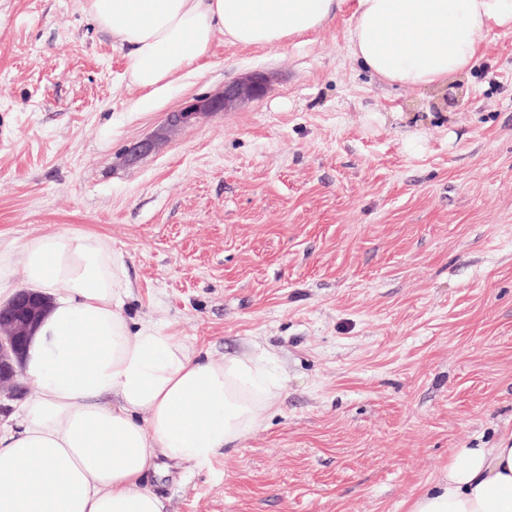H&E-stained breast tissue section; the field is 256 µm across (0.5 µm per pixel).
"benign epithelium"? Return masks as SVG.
I'll return each instance as SVG.
<instances>
[{
  "instance_id": "7a95c632",
  "label": "benign epithelium",
  "mask_w": 512,
  "mask_h": 512,
  "mask_svg": "<svg viewBox=\"0 0 512 512\" xmlns=\"http://www.w3.org/2000/svg\"><path fill=\"white\" fill-rule=\"evenodd\" d=\"M268 87L269 80L265 73H251L225 86L221 92L196 96L170 112L163 130L171 132L214 112H224L240 102L261 98ZM156 145L155 139L132 142L125 147L123 158L128 163H134L153 151ZM45 308L44 297L25 290L0 305V397L14 399L20 394L18 379L23 374L27 343Z\"/></svg>"
}]
</instances>
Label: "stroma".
<instances>
[{
	"label": "stroma",
	"mask_w": 512,
	"mask_h": 512,
	"mask_svg": "<svg viewBox=\"0 0 512 512\" xmlns=\"http://www.w3.org/2000/svg\"><path fill=\"white\" fill-rule=\"evenodd\" d=\"M353 4L283 48L215 32L148 99L83 0H0V240L101 236L131 323L267 351L284 380L210 467L148 475L164 512H406L512 434V31L445 87L392 86L348 52ZM254 71L264 97L163 132Z\"/></svg>",
	"instance_id": "35a3bbf8"
}]
</instances>
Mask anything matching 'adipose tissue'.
Returning a JSON list of instances; mask_svg holds the SVG:
<instances>
[{
    "label": "adipose tissue",
    "instance_id": "ef3b65f1",
    "mask_svg": "<svg viewBox=\"0 0 512 512\" xmlns=\"http://www.w3.org/2000/svg\"><path fill=\"white\" fill-rule=\"evenodd\" d=\"M342 0H83L127 45L130 85L157 98L199 72L213 36L282 47L323 28ZM512 0H356L350 53L379 80L427 89L472 68ZM22 279L13 282V271ZM48 298L24 373L33 391L0 427V512H163L144 479L158 457L209 466L280 410L263 356L213 361L123 313V264L106 239L51 233L0 243V297ZM408 512H512V438L461 448Z\"/></svg>",
    "mask_w": 512,
    "mask_h": 512
}]
</instances>
